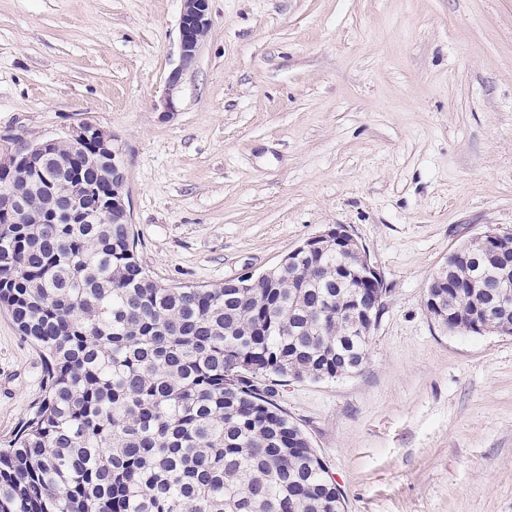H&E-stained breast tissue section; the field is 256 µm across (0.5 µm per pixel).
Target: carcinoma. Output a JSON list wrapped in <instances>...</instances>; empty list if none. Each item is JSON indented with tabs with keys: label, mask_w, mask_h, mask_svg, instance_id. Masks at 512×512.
<instances>
[{
	"label": "carcinoma",
	"mask_w": 512,
	"mask_h": 512,
	"mask_svg": "<svg viewBox=\"0 0 512 512\" xmlns=\"http://www.w3.org/2000/svg\"><path fill=\"white\" fill-rule=\"evenodd\" d=\"M52 182L32 155L0 183L22 190L23 224L0 209V306L45 353L44 397L0 448V512H343V495L277 383L340 379L366 362L372 328L346 301L368 292L336 276L351 258L326 248L253 288L169 287L136 256L135 233L107 206L108 166L93 139L48 148ZM78 186L97 218L69 223L56 197ZM495 256L453 253L448 328L476 306L498 309Z\"/></svg>",
	"instance_id": "1"
}]
</instances>
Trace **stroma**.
I'll return each mask as SVG.
<instances>
[{
  "mask_svg": "<svg viewBox=\"0 0 512 512\" xmlns=\"http://www.w3.org/2000/svg\"><path fill=\"white\" fill-rule=\"evenodd\" d=\"M181 0H0V142L89 121L123 150L140 264L170 286L343 226L387 293L357 375L284 380L345 512H512V335L428 314L449 254L512 232V0H209L173 118ZM0 310V448L43 394Z\"/></svg>",
  "mask_w": 512,
  "mask_h": 512,
  "instance_id": "1",
  "label": "stroma"
}]
</instances>
